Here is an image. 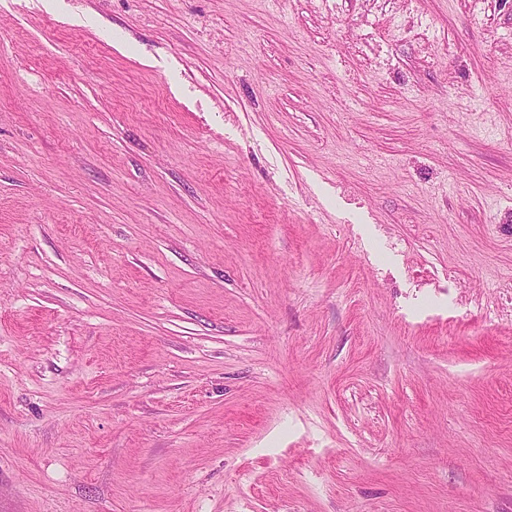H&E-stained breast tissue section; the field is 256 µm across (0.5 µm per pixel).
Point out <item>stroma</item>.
<instances>
[{"instance_id": "stroma-1", "label": "stroma", "mask_w": 512, "mask_h": 512, "mask_svg": "<svg viewBox=\"0 0 512 512\" xmlns=\"http://www.w3.org/2000/svg\"><path fill=\"white\" fill-rule=\"evenodd\" d=\"M0 512H512V0H0Z\"/></svg>"}]
</instances>
